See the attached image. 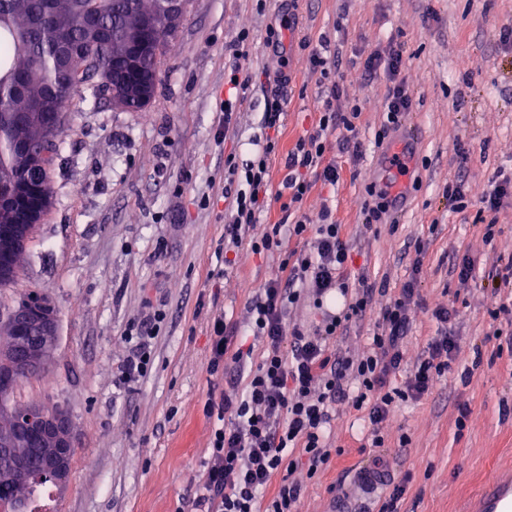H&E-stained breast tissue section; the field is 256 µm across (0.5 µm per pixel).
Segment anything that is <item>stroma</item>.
Instances as JSON below:
<instances>
[{"instance_id":"stroma-1","label":"stroma","mask_w":512,"mask_h":512,"mask_svg":"<svg viewBox=\"0 0 512 512\" xmlns=\"http://www.w3.org/2000/svg\"><path fill=\"white\" fill-rule=\"evenodd\" d=\"M291 15L297 26L287 41L292 82L282 145L310 127L320 100L301 38H325L339 49L336 78L362 109V158L336 153L335 194L312 191L305 210H335L357 267L392 288L407 279L414 244L423 243L421 295L428 309L412 324L410 356L437 332L430 308L452 302L459 310L453 370L428 397L401 404L388 427L389 443L410 438L392 464L396 476L409 478L401 512H463L471 495L512 469V358L472 365L473 348L487 333L512 331L489 316L493 299L483 288L498 257L512 255V197L504 199L495 237L486 243L475 208L451 212L443 196L457 181L468 199L478 200L496 171L512 168V46L499 38L502 26H512V0H189L144 111L91 96L68 114L51 171L50 210L15 284L0 288V312L33 290L58 315L48 371L21 382L14 394L20 404L63 408L73 424L78 451L48 512H197L212 428L203 406L224 389L223 376L208 369L212 321L221 312L240 314L244 284H262L277 271L276 261L246 248L229 267L218 253L224 158L244 163L257 152L265 108L261 90L247 91L234 131L219 138L225 73L244 29L246 53L236 60L243 71H276L280 57L266 44L267 29ZM395 34L405 43L401 76L415 98L405 128L417 141L416 160L427 166L420 190L408 194L398 213V228L382 224L372 233L358 219L363 188L395 173L374 145L386 81L366 80L361 62ZM462 146L470 151L464 165L457 158ZM464 256L475 271L468 287L453 269ZM147 294L164 301L167 313L155 367L120 387V335L143 317ZM463 404L473 415L459 430ZM332 430L344 453L305 480L302 512H333L343 502L354 512H377L379 492L358 489L355 479L374 454L362 445L361 421L343 408Z\"/></svg>"}]
</instances>
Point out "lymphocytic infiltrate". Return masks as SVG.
<instances>
[{
	"label": "lymphocytic infiltrate",
	"mask_w": 512,
	"mask_h": 512,
	"mask_svg": "<svg viewBox=\"0 0 512 512\" xmlns=\"http://www.w3.org/2000/svg\"><path fill=\"white\" fill-rule=\"evenodd\" d=\"M339 55H324L321 48L308 52V66L322 88L318 116L294 146L281 150L285 96L291 78L287 71L241 74L240 65L229 73L230 91L259 83L266 94L261 116L265 139L260 151L246 164L224 159V253L249 247L252 254L277 257L275 277L249 287L242 319L217 317L212 325L210 372H223L219 398L204 405L216 418L211 431L208 462L198 479L196 504L202 512H299L303 484L297 471L315 476L340 456L327 430L338 407L361 415L366 438L378 453L370 469L389 487L379 500L378 512H400L405 482L390 479L388 443L384 429L398 405L419 401L431 393L457 357L458 344L451 332L457 316L453 305L432 309L436 336L425 344L415 362H408V335L413 317L424 303L419 293L424 248L416 246L411 274L397 292L354 273L355 259L346 228L338 224L330 207L310 216L302 204L314 187L334 190L340 174L328 159L329 139L340 135L343 150L360 158L357 137L359 105L349 103L335 80ZM405 65V43L390 37L384 47L363 61L366 77H386L381 102L382 122L376 146H386L413 110V95L400 73ZM284 156L288 171V201L281 207L284 220L263 223L271 186V160ZM302 242L289 250L286 239ZM385 296L376 305V296ZM318 310L319 320L305 325L298 309ZM155 310L147 320L131 325L122 335L126 348L118 381L129 385L151 372L153 341L166 320ZM371 326L362 349H344L343 340L353 324Z\"/></svg>",
	"instance_id": "obj_1"
}]
</instances>
